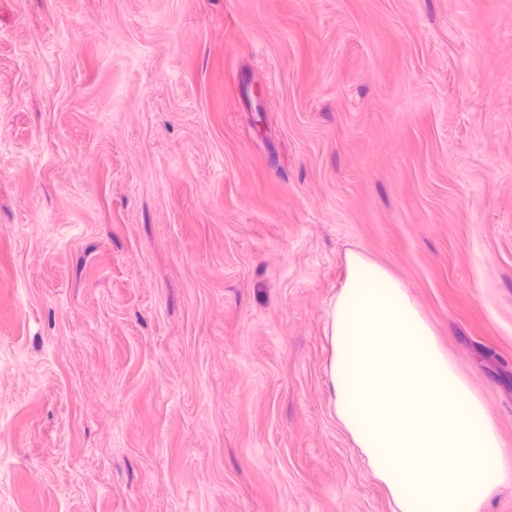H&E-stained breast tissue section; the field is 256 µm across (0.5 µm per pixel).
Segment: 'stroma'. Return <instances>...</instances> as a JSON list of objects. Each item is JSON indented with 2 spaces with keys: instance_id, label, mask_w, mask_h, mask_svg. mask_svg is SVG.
Instances as JSON below:
<instances>
[{
  "instance_id": "1",
  "label": "stroma",
  "mask_w": 512,
  "mask_h": 512,
  "mask_svg": "<svg viewBox=\"0 0 512 512\" xmlns=\"http://www.w3.org/2000/svg\"><path fill=\"white\" fill-rule=\"evenodd\" d=\"M351 252L512 470V0H0V512H393Z\"/></svg>"
}]
</instances>
